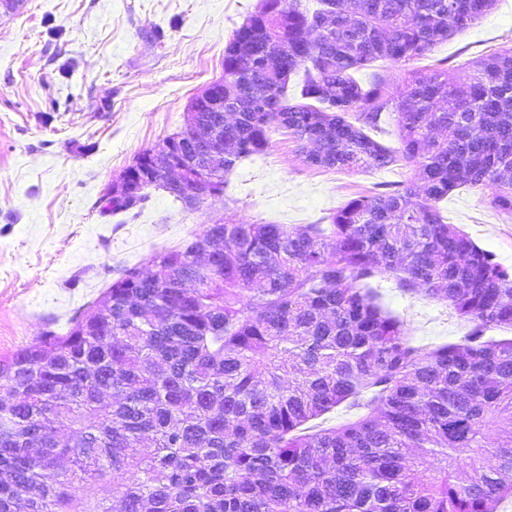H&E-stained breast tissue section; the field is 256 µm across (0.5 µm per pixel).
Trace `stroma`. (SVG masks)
<instances>
[{
  "mask_svg": "<svg viewBox=\"0 0 512 512\" xmlns=\"http://www.w3.org/2000/svg\"><path fill=\"white\" fill-rule=\"evenodd\" d=\"M259 0H20L0 14V356L99 299L119 270L145 267L234 214L243 223L314 224L355 193L411 177L314 169L277 134L266 156L240 162L223 197L182 209L162 190L139 217L104 216L99 199L143 150L185 128L190 101L224 74V47ZM512 46V0L436 45L415 68L454 67ZM491 189L462 186L439 207L447 223L512 269V218ZM369 285L404 321L409 343H462L468 323L447 302Z\"/></svg>",
  "mask_w": 512,
  "mask_h": 512,
  "instance_id": "stroma-1",
  "label": "stroma"
}]
</instances>
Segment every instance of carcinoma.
I'll use <instances>...</instances> for the list:
<instances>
[{
    "label": "carcinoma",
    "mask_w": 512,
    "mask_h": 512,
    "mask_svg": "<svg viewBox=\"0 0 512 512\" xmlns=\"http://www.w3.org/2000/svg\"><path fill=\"white\" fill-rule=\"evenodd\" d=\"M321 2L260 0L224 47V113L194 97L197 126L167 137L174 158L206 135L219 197L277 132L310 167L412 177L324 224H210L148 271L124 269L67 333L0 358V512H496L512 495V339L485 338L512 327V271L437 207L490 187L512 216V47L408 70L396 97L386 72L354 76L427 57L496 0ZM387 112L397 148L371 136ZM152 179L191 208L187 189ZM378 274L448 302L471 324L464 343L409 345L359 287ZM349 399L369 413L302 431Z\"/></svg>",
    "instance_id": "1"
}]
</instances>
